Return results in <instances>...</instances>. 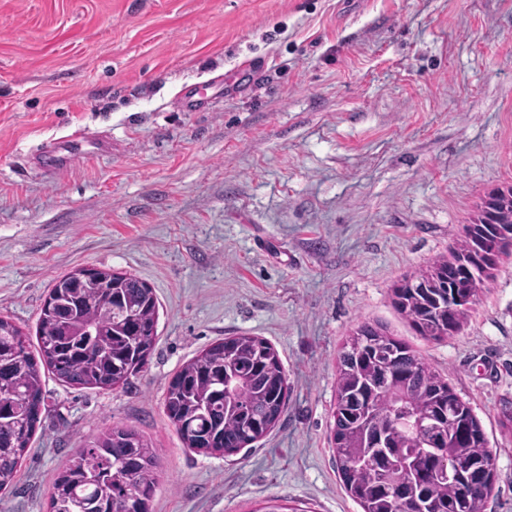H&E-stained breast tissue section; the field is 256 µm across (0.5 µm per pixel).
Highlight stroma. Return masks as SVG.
<instances>
[{"label": "stroma", "instance_id": "stroma-1", "mask_svg": "<svg viewBox=\"0 0 512 512\" xmlns=\"http://www.w3.org/2000/svg\"><path fill=\"white\" fill-rule=\"evenodd\" d=\"M267 66L245 93L181 111L188 85ZM112 148L56 179L32 155L77 131ZM512 184V0H0V316L34 336L53 279L137 276L157 343L116 390L43 374L42 421L0 512H50L85 441L148 439L152 512H362L329 442L336 360L358 325L406 342L469 402L495 458L485 512H512V256L461 329L417 336L392 288L449 256ZM288 374L273 430L228 457L186 450L174 373L227 336Z\"/></svg>", "mask_w": 512, "mask_h": 512}]
</instances>
